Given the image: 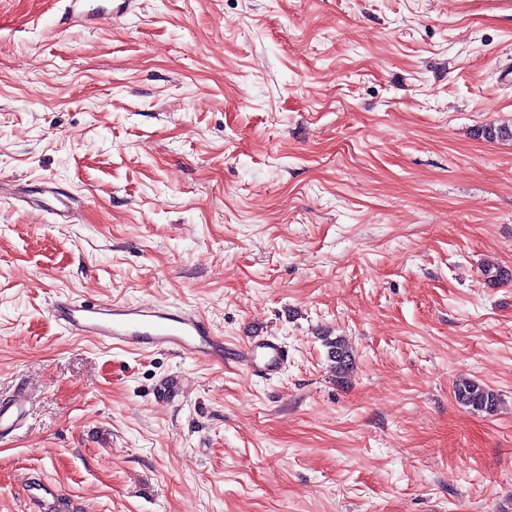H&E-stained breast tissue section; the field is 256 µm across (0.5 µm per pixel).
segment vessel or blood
Here are the masks:
<instances>
[{"instance_id":"1","label":"vessel or blood","mask_w":512,"mask_h":512,"mask_svg":"<svg viewBox=\"0 0 512 512\" xmlns=\"http://www.w3.org/2000/svg\"><path fill=\"white\" fill-rule=\"evenodd\" d=\"M51 317L70 334L92 336L115 348L174 350L191 359L229 364L250 376L275 375L287 358L280 343L258 333L249 336L233 358H226L223 340L214 336L201 315L166 304H102L59 297L51 304ZM28 413V399L23 394L0 405V438L17 430ZM22 493L28 512H40L48 502L56 512H76L78 508L60 488L33 479L24 483Z\"/></svg>"}]
</instances>
